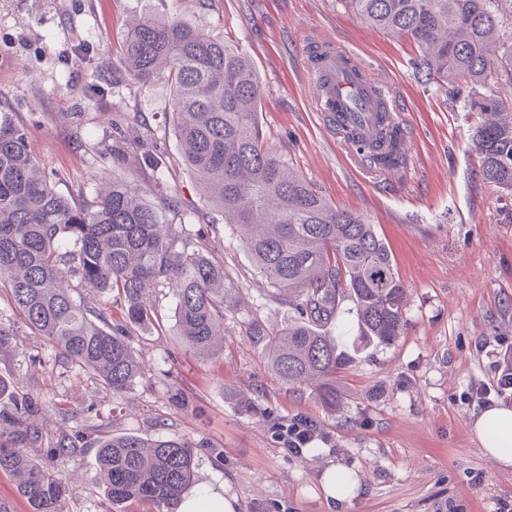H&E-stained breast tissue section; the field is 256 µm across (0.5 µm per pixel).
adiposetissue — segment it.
<instances>
[{"label":"adipose tissue","instance_id":"obj_1","mask_svg":"<svg viewBox=\"0 0 512 512\" xmlns=\"http://www.w3.org/2000/svg\"><path fill=\"white\" fill-rule=\"evenodd\" d=\"M470 431L484 453L503 467L512 466V405L498 402L473 412Z\"/></svg>","mask_w":512,"mask_h":512}]
</instances>
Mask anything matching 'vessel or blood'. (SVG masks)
I'll return each mask as SVG.
<instances>
[{"instance_id": "vessel-or-blood-1", "label": "vessel or blood", "mask_w": 512, "mask_h": 512, "mask_svg": "<svg viewBox=\"0 0 512 512\" xmlns=\"http://www.w3.org/2000/svg\"><path fill=\"white\" fill-rule=\"evenodd\" d=\"M302 53L315 91V110L331 135L345 142L356 138L372 144L387 122L399 120L396 93H380L351 50L313 32L304 37Z\"/></svg>"}]
</instances>
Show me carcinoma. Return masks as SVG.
I'll return each mask as SVG.
<instances>
[{
    "label": "carcinoma",
    "mask_w": 512,
    "mask_h": 512,
    "mask_svg": "<svg viewBox=\"0 0 512 512\" xmlns=\"http://www.w3.org/2000/svg\"><path fill=\"white\" fill-rule=\"evenodd\" d=\"M368 24L412 40L416 73L456 91L463 109L484 116L471 136L484 181L512 190V113L485 89H512V0H345ZM128 75L165 79L173 89L175 132L185 164L208 199L224 211L255 270L288 304V325L249 323L248 337L288 385L312 389L321 407L345 405L336 376L366 346H390L401 334L405 286L374 225L326 202L281 156L263 145L258 123L261 86L238 48L181 20L146 19L121 47ZM0 279L35 335L103 389L120 394L143 373L130 337L155 316L161 287L175 303L185 346L203 356L224 344V269L185 224H164L133 182H115L90 203L61 195L40 171L24 128L0 113ZM100 294L98 308L74 298ZM349 297L356 324L329 336L326 324ZM125 321L112 324V307ZM0 411L12 430L0 438V472L15 481L31 512H59L66 495L60 470L37 462L41 405L0 378ZM285 444L290 418L264 412ZM81 438L65 436L51 450L65 462ZM194 443L116 433L99 441L97 460L114 504L179 512L195 485Z\"/></svg>",
    "instance_id": "cac0c4a2"
}]
</instances>
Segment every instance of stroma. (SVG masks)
<instances>
[{
  "instance_id": "obj_1",
  "label": "stroma",
  "mask_w": 512,
  "mask_h": 512,
  "mask_svg": "<svg viewBox=\"0 0 512 512\" xmlns=\"http://www.w3.org/2000/svg\"><path fill=\"white\" fill-rule=\"evenodd\" d=\"M143 18L178 19L245 51L262 85L267 144L389 245L405 285V326L393 345L361 351L340 374L343 414L281 381L247 338L252 320L278 329L289 309L184 164L169 84L128 76L119 46ZM309 31L357 51L399 94L415 132L406 175L367 174L326 132L303 69ZM418 54L343 0H0V111L23 126L56 190L88 202L112 181L138 184L164 223L199 232V246L224 269L231 307L223 350L197 357L177 332L171 296L158 293L160 324L131 339L144 374L112 395L35 337L0 283V328L12 334L0 378L43 405L42 445L31 454L62 469L60 512H146L106 500L97 448L113 432L190 439L200 484L225 487L238 512H331L320 477L336 464L360 477L339 512H497L512 500V467L471 435L477 405L465 398L471 382L493 381L485 342L512 338V190L483 183L469 149L478 115L414 72ZM248 398L318 420L328 443L298 455L279 448L266 421L246 410ZM75 434L81 448L57 465L51 448Z\"/></svg>"
}]
</instances>
